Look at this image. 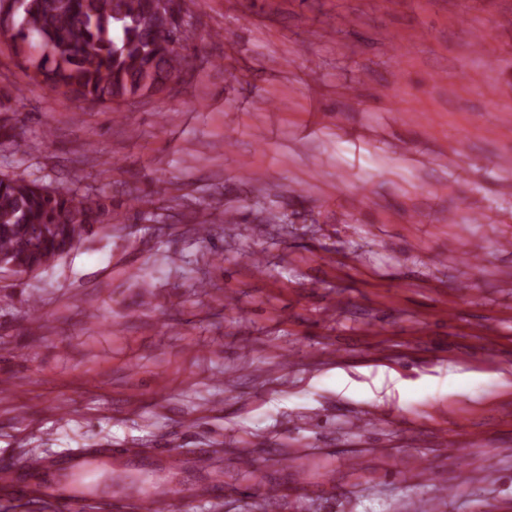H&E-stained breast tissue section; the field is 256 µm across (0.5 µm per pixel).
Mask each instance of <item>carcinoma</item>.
Returning a JSON list of instances; mask_svg holds the SVG:
<instances>
[{"label":"carcinoma","mask_w":512,"mask_h":512,"mask_svg":"<svg viewBox=\"0 0 512 512\" xmlns=\"http://www.w3.org/2000/svg\"><path fill=\"white\" fill-rule=\"evenodd\" d=\"M155 0H9L15 47L39 46L34 78L50 91L98 105L150 96L183 57L154 17ZM112 203L21 175L0 176V260L47 267L70 242L109 224Z\"/></svg>","instance_id":"carcinoma-1"}]
</instances>
